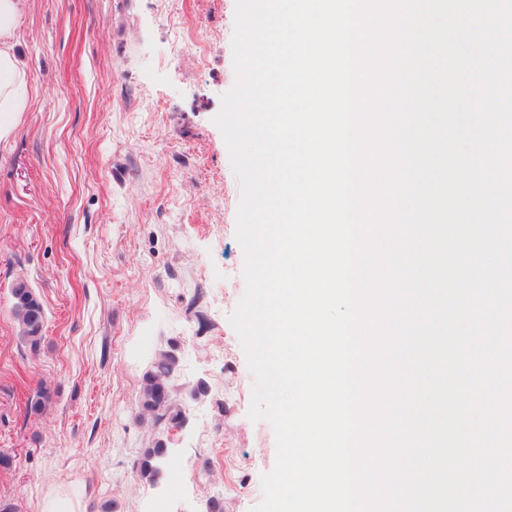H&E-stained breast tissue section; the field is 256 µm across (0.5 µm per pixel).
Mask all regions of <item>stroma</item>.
<instances>
[{"instance_id": "1", "label": "stroma", "mask_w": 512, "mask_h": 512, "mask_svg": "<svg viewBox=\"0 0 512 512\" xmlns=\"http://www.w3.org/2000/svg\"><path fill=\"white\" fill-rule=\"evenodd\" d=\"M234 22L235 0H33L18 23L34 105L0 139V502L16 512L51 492L79 512L262 500L275 436L248 416L253 375L228 320L246 290L241 190L213 122L235 82ZM20 280L46 310L35 349L13 313ZM170 348L189 420L155 434L142 380ZM154 435L170 450L162 490L134 469Z\"/></svg>"}]
</instances>
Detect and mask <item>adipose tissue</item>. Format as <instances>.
Returning a JSON list of instances; mask_svg holds the SVG:
<instances>
[{
  "mask_svg": "<svg viewBox=\"0 0 512 512\" xmlns=\"http://www.w3.org/2000/svg\"><path fill=\"white\" fill-rule=\"evenodd\" d=\"M30 0H0V137L8 132L7 116L30 102L25 70L14 52L16 26Z\"/></svg>",
  "mask_w": 512,
  "mask_h": 512,
  "instance_id": "adipose-tissue-1",
  "label": "adipose tissue"
}]
</instances>
